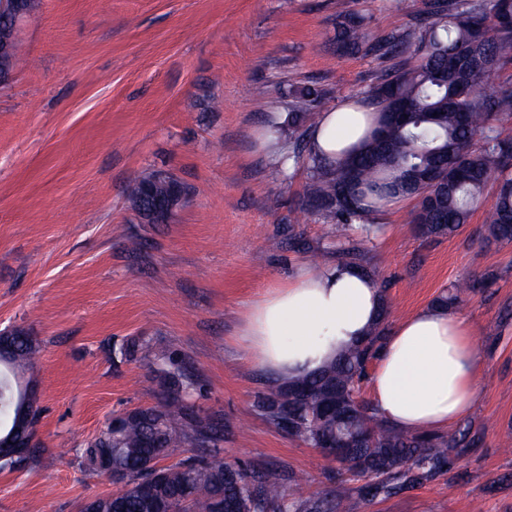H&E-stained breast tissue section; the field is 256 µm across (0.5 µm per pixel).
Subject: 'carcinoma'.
Wrapping results in <instances>:
<instances>
[{
    "instance_id": "cac0c4a2",
    "label": "carcinoma",
    "mask_w": 512,
    "mask_h": 512,
    "mask_svg": "<svg viewBox=\"0 0 512 512\" xmlns=\"http://www.w3.org/2000/svg\"><path fill=\"white\" fill-rule=\"evenodd\" d=\"M336 50L373 53L392 61L364 92L377 114L400 112L403 127L369 135L361 146L331 162L308 148L306 122L323 93L300 91L288 115L292 161L304 164L309 180L304 210L348 237L355 224L371 240L373 215L431 173L439 180L435 200L420 202L409 223L427 237L455 234L482 203L491 175L494 202L485 223L490 236L512 241V141L500 137L496 122L512 115V83H497L500 61L512 53V0H431L401 35L367 40L364 19L339 4ZM179 180L151 185L152 200L174 193ZM387 308L364 342L344 350L318 373L270 389L257 407L277 428L346 466L356 475H375L377 492L399 482L419 483L441 472L448 453L467 446L466 434L403 432L358 400L359 384L377 359L386 336ZM13 361L0 365V434L14 426L18 378L34 372L36 340L22 328L11 337ZM182 375L170 373L163 400L132 411L121 426L108 424L87 448L94 469L112 457L123 487L95 496V512H335L324 498H288L273 481L224 462V428L201 418L185 403ZM196 452L155 469L159 460Z\"/></svg>"
}]
</instances>
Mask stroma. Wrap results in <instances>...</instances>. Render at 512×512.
<instances>
[{
    "label": "stroma",
    "instance_id": "1",
    "mask_svg": "<svg viewBox=\"0 0 512 512\" xmlns=\"http://www.w3.org/2000/svg\"><path fill=\"white\" fill-rule=\"evenodd\" d=\"M369 41L404 32L430 0H346ZM336 0H41L19 21L25 62L0 87V332L39 353L42 454L0 470V512H78L119 490L85 448L113 415L159 403L163 369L224 424L223 457L288 496L335 494L338 512H512V243L482 207L455 235L422 236L416 199L388 204L360 258L385 283L389 324L452 284L480 354L475 441L447 471L384 496L375 478L271 425L257 407L272 377L237 342L248 305L296 261L336 256L333 225L303 211L305 167L255 132L287 118L298 90L322 109L361 101L387 60L340 53ZM163 169L188 201L166 224L133 208L132 184ZM134 346L131 357L121 350Z\"/></svg>",
    "mask_w": 512,
    "mask_h": 512
}]
</instances>
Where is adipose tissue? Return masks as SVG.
Listing matches in <instances>:
<instances>
[{
    "label": "adipose tissue",
    "instance_id": "ef3b65f1",
    "mask_svg": "<svg viewBox=\"0 0 512 512\" xmlns=\"http://www.w3.org/2000/svg\"><path fill=\"white\" fill-rule=\"evenodd\" d=\"M366 112H321L309 130L313 153L335 159L358 144ZM381 306L376 279L360 265L336 260L295 265L288 279L246 309L238 344L248 363L289 385L357 344ZM479 351L470 322L433 306L422 307L388 332L371 374L379 416L408 433L448 429L478 401Z\"/></svg>",
    "mask_w": 512,
    "mask_h": 512
}]
</instances>
